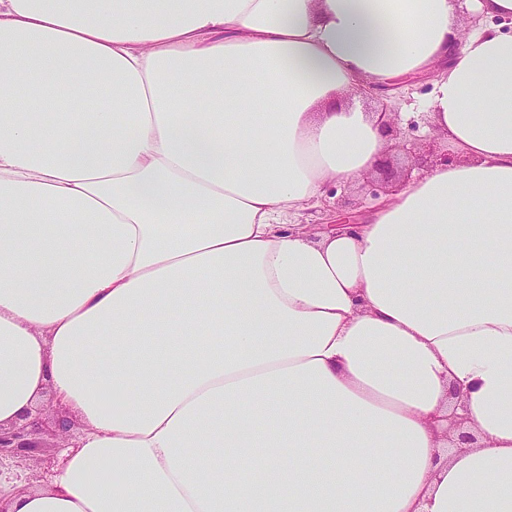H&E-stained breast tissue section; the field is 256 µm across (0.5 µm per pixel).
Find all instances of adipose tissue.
Wrapping results in <instances>:
<instances>
[{
  "label": "adipose tissue",
  "mask_w": 512,
  "mask_h": 512,
  "mask_svg": "<svg viewBox=\"0 0 512 512\" xmlns=\"http://www.w3.org/2000/svg\"><path fill=\"white\" fill-rule=\"evenodd\" d=\"M476 7L0 0V424L47 387L81 424L7 512H512V0ZM429 74L459 161L303 223ZM430 90V82H415L409 84L405 90L391 97L386 102H381L379 105L384 104L385 110H388L390 112H399L404 105L408 106L410 104H414L416 108H418V106L422 105L428 98Z\"/></svg>",
  "instance_id": "obj_1"
}]
</instances>
